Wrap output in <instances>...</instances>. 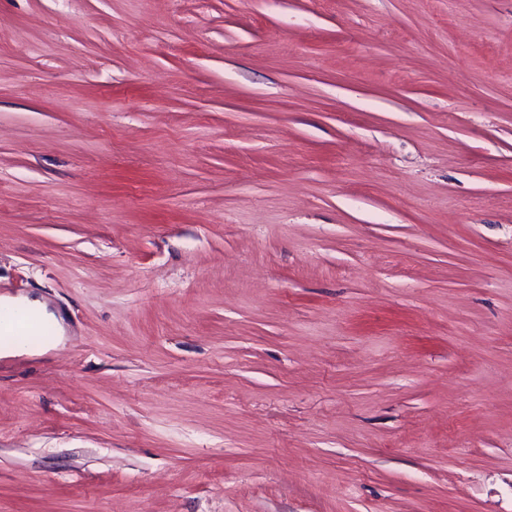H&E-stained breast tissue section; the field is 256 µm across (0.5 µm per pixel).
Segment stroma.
Here are the masks:
<instances>
[{"mask_svg":"<svg viewBox=\"0 0 512 512\" xmlns=\"http://www.w3.org/2000/svg\"><path fill=\"white\" fill-rule=\"evenodd\" d=\"M0 512H512V0H0ZM0 308L5 310H13L24 313L37 318L43 322H51L55 325L57 336H53L47 343L38 347L31 348L25 344L15 343L0 350V356L3 355H20V354H42L49 350L55 349L62 342L63 328L59 323L60 319L55 314L48 312L47 307L39 299H31L29 297H0ZM36 329L37 324L30 322L19 314L0 313L1 336H30Z\"/></svg>","mask_w":512,"mask_h":512,"instance_id":"stroma-1","label":"stroma"}]
</instances>
